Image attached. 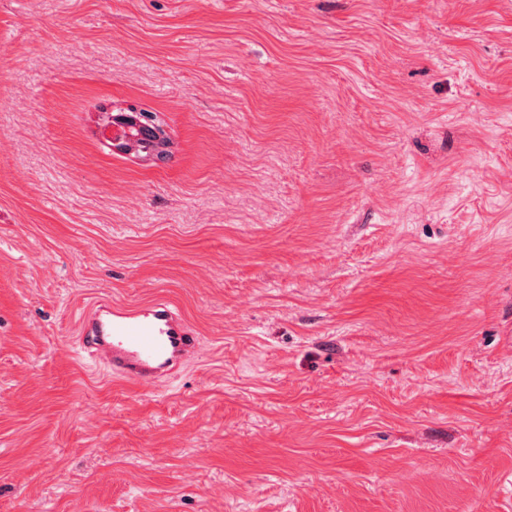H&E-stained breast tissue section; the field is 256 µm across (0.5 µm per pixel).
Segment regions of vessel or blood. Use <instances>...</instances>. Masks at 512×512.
I'll return each instance as SVG.
<instances>
[{"mask_svg":"<svg viewBox=\"0 0 512 512\" xmlns=\"http://www.w3.org/2000/svg\"><path fill=\"white\" fill-rule=\"evenodd\" d=\"M80 348L93 363L140 388L156 387L202 351L183 314L165 299L132 307L94 303L80 319Z\"/></svg>","mask_w":512,"mask_h":512,"instance_id":"vessel-or-blood-1","label":"vessel or blood"}]
</instances>
